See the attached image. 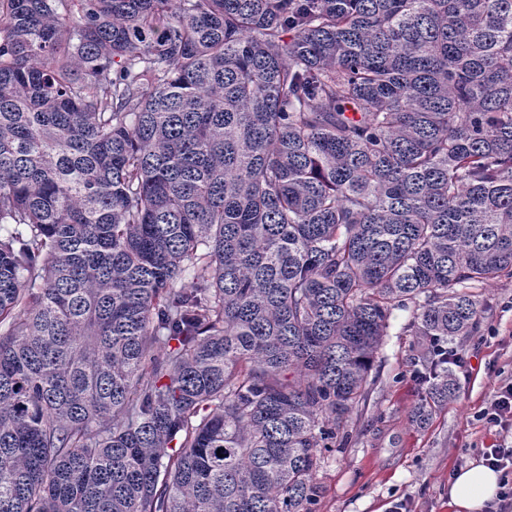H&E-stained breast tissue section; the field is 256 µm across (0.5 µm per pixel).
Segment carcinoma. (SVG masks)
<instances>
[{
  "label": "carcinoma",
  "instance_id": "carcinoma-1",
  "mask_svg": "<svg viewBox=\"0 0 512 512\" xmlns=\"http://www.w3.org/2000/svg\"><path fill=\"white\" fill-rule=\"evenodd\" d=\"M504 275L512 0H0V512H315Z\"/></svg>",
  "mask_w": 512,
  "mask_h": 512
}]
</instances>
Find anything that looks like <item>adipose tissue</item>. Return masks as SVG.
I'll list each match as a JSON object with an SVG mask.
<instances>
[{"label": "adipose tissue", "instance_id": "obj_1", "mask_svg": "<svg viewBox=\"0 0 512 512\" xmlns=\"http://www.w3.org/2000/svg\"><path fill=\"white\" fill-rule=\"evenodd\" d=\"M501 475L482 461L459 468L448 481V500L454 512H483L500 486Z\"/></svg>", "mask_w": 512, "mask_h": 512}]
</instances>
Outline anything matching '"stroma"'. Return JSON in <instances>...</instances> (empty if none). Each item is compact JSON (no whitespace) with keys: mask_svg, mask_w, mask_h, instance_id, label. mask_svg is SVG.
Instances as JSON below:
<instances>
[{"mask_svg":"<svg viewBox=\"0 0 512 512\" xmlns=\"http://www.w3.org/2000/svg\"><path fill=\"white\" fill-rule=\"evenodd\" d=\"M481 295L477 332L451 342L467 361L455 371L458 392L421 427L409 419L424 391L416 377L413 306L394 307L367 391L325 455L317 512H452L448 480L454 471L480 459L485 448H512V432L476 418L499 380L512 376V279Z\"/></svg>","mask_w":512,"mask_h":512,"instance_id":"obj_1","label":"stroma"}]
</instances>
